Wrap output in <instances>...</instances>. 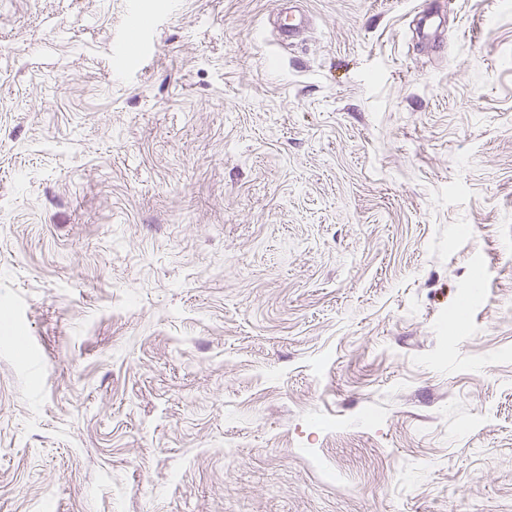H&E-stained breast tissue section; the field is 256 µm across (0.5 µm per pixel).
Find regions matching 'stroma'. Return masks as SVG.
I'll use <instances>...</instances> for the list:
<instances>
[{
  "mask_svg": "<svg viewBox=\"0 0 512 512\" xmlns=\"http://www.w3.org/2000/svg\"><path fill=\"white\" fill-rule=\"evenodd\" d=\"M288 2L0 0V512H512V0Z\"/></svg>",
  "mask_w": 512,
  "mask_h": 512,
  "instance_id": "1",
  "label": "stroma"
}]
</instances>
